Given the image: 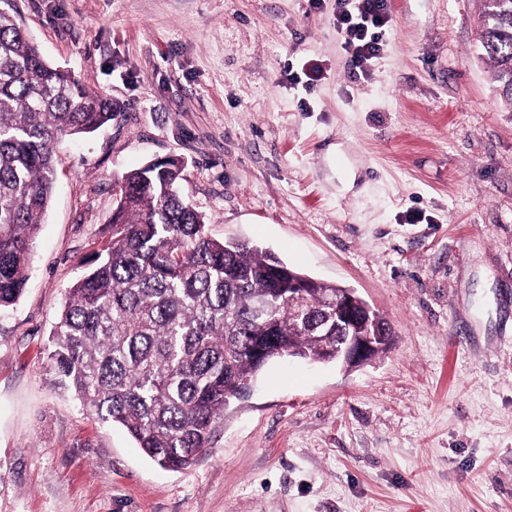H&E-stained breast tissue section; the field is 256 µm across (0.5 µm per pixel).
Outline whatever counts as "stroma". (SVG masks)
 I'll return each mask as SVG.
<instances>
[{
  "mask_svg": "<svg viewBox=\"0 0 512 512\" xmlns=\"http://www.w3.org/2000/svg\"><path fill=\"white\" fill-rule=\"evenodd\" d=\"M388 7L355 73L335 0H0L119 105L55 144L25 292L0 311V512H512V105L482 0ZM311 65V87L289 82ZM170 155L213 238L355 289L394 333L350 371L269 363L182 472L47 368L118 180Z\"/></svg>",
  "mask_w": 512,
  "mask_h": 512,
  "instance_id": "35a3bbf8",
  "label": "stroma"
}]
</instances>
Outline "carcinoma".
<instances>
[{"mask_svg": "<svg viewBox=\"0 0 512 512\" xmlns=\"http://www.w3.org/2000/svg\"><path fill=\"white\" fill-rule=\"evenodd\" d=\"M480 46L512 102V0H484ZM112 120V102L46 62L0 11V310L21 298L54 187L52 144ZM170 156L122 177L112 235L91 252L50 332L55 383L83 408L123 426L151 460L191 467L210 448L224 409L264 364L288 354L319 360L341 332L326 299L336 286L261 246L218 241L180 193ZM301 281L307 319L288 283ZM386 336L392 328L375 311Z\"/></svg>", "mask_w": 512, "mask_h": 512, "instance_id": "1", "label": "carcinoma"}]
</instances>
